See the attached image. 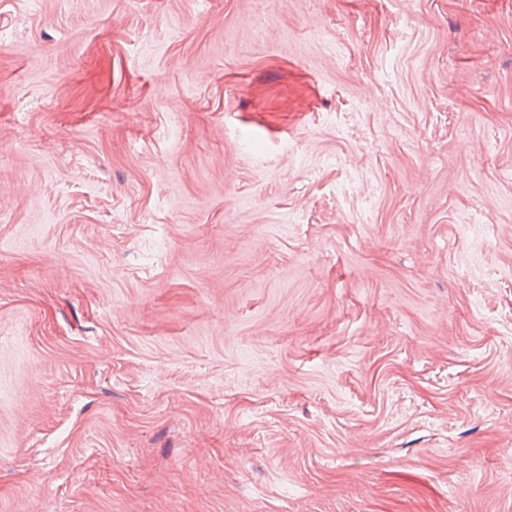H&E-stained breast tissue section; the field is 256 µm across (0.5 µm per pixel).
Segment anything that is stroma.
Segmentation results:
<instances>
[{"instance_id": "obj_1", "label": "stroma", "mask_w": 512, "mask_h": 512, "mask_svg": "<svg viewBox=\"0 0 512 512\" xmlns=\"http://www.w3.org/2000/svg\"><path fill=\"white\" fill-rule=\"evenodd\" d=\"M0 512H512V0H0Z\"/></svg>"}]
</instances>
